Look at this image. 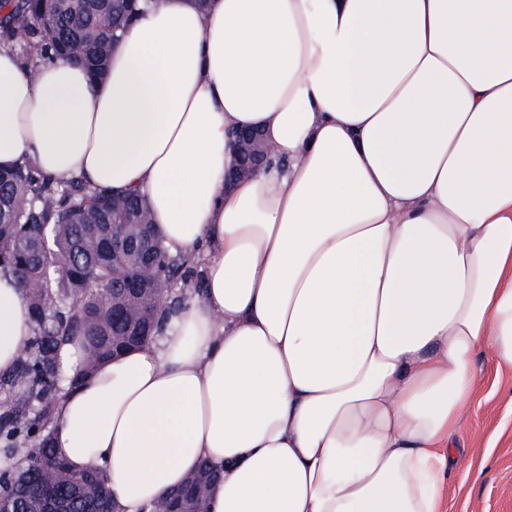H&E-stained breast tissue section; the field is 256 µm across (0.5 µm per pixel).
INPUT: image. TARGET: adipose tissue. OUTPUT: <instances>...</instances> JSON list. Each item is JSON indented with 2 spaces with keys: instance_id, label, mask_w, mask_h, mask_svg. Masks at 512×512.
Instances as JSON below:
<instances>
[{
  "instance_id": "adipose-tissue-1",
  "label": "adipose tissue",
  "mask_w": 512,
  "mask_h": 512,
  "mask_svg": "<svg viewBox=\"0 0 512 512\" xmlns=\"http://www.w3.org/2000/svg\"><path fill=\"white\" fill-rule=\"evenodd\" d=\"M140 2L101 80L0 46V167L144 193L203 268L66 388L55 454L115 512L204 461L208 512H442L476 360L512 371V0ZM32 331L0 270V373ZM239 141L241 145L239 157L245 158L247 162L242 172H252L259 169L265 160V148L260 135L257 133L247 134Z\"/></svg>"
}]
</instances>
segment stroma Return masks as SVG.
I'll use <instances>...</instances> for the list:
<instances>
[{
    "label": "stroma",
    "instance_id": "stroma-1",
    "mask_svg": "<svg viewBox=\"0 0 512 512\" xmlns=\"http://www.w3.org/2000/svg\"><path fill=\"white\" fill-rule=\"evenodd\" d=\"M478 389L453 442L445 512H512V372L477 361Z\"/></svg>",
    "mask_w": 512,
    "mask_h": 512
}]
</instances>
